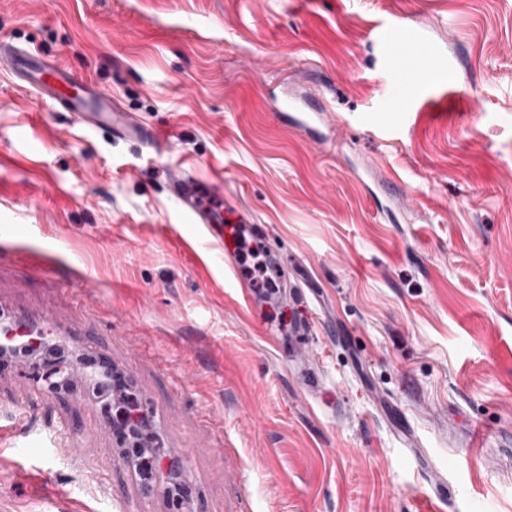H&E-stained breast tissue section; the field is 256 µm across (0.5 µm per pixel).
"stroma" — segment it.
Wrapping results in <instances>:
<instances>
[{"label": "stroma", "instance_id": "1", "mask_svg": "<svg viewBox=\"0 0 512 512\" xmlns=\"http://www.w3.org/2000/svg\"><path fill=\"white\" fill-rule=\"evenodd\" d=\"M0 40L172 137L111 139L0 73V299L110 305L189 512H512V0H0ZM287 89L323 94L319 138L278 115ZM178 171L222 182L275 300L185 223ZM94 402L0 374L45 429ZM121 464L101 417L74 452L1 451L0 503L112 512L95 480Z\"/></svg>", "mask_w": 512, "mask_h": 512}]
</instances>
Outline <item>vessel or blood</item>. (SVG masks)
<instances>
[{
	"label": "vessel or blood",
	"mask_w": 512,
	"mask_h": 512,
	"mask_svg": "<svg viewBox=\"0 0 512 512\" xmlns=\"http://www.w3.org/2000/svg\"><path fill=\"white\" fill-rule=\"evenodd\" d=\"M0 71L8 72L16 80L46 96L55 107L71 113L84 126L106 130L112 138L132 139L143 144L163 143L160 129L147 127L123 112L113 102L111 94L94 83L79 78L74 71L41 54L8 42L0 41ZM282 112L299 129L315 133V122L322 118L327 107L322 97H315L308 109H300L293 102H284ZM168 190L181 204L190 223L203 225L209 234H216L220 216L217 202L223 201V186L217 182L202 183L192 175L178 173L171 177ZM9 335H26L47 330L60 336L70 337L83 350L91 353L98 361H105L106 355L100 340L87 334L81 323L58 324L50 315L31 316L12 313L0 317V328ZM32 415L18 406H0V440L9 442L15 448H44L55 451L61 446L76 447L82 427L70 421H60L52 430H44L32 424Z\"/></svg>",
	"instance_id": "vessel-or-blood-1"
}]
</instances>
